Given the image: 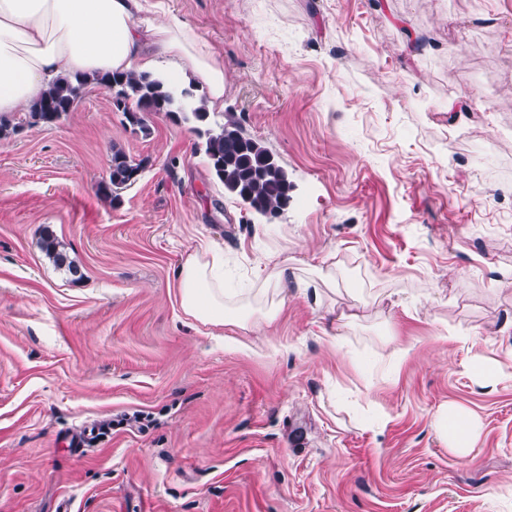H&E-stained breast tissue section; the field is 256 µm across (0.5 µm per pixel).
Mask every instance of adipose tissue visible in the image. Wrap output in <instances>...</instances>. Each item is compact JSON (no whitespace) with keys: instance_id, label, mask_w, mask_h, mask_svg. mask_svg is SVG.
Returning a JSON list of instances; mask_svg holds the SVG:
<instances>
[{"instance_id":"1","label":"adipose tissue","mask_w":512,"mask_h":512,"mask_svg":"<svg viewBox=\"0 0 512 512\" xmlns=\"http://www.w3.org/2000/svg\"><path fill=\"white\" fill-rule=\"evenodd\" d=\"M169 63L206 86L208 107L224 106V65L187 24L153 0H0V114L25 110L56 77L81 72H154ZM264 276L249 297L224 286V257L190 254L177 271L179 305L193 319L231 321L253 333L272 326L293 269L281 251L266 253ZM435 429L449 452L465 456L482 427L466 407L443 404Z\"/></svg>"}]
</instances>
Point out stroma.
<instances>
[{"label": "stroma", "mask_w": 512, "mask_h": 512, "mask_svg": "<svg viewBox=\"0 0 512 512\" xmlns=\"http://www.w3.org/2000/svg\"><path fill=\"white\" fill-rule=\"evenodd\" d=\"M164 3L293 200L248 211L189 125L142 135L97 87L0 139V512H512V0ZM116 147L148 165L114 207ZM207 246L246 289L267 251L308 280L331 254L336 289L203 323L174 276ZM448 400L482 422L469 457ZM40 247L45 256L52 261L57 268H65L72 275L77 274L78 267L74 264V261L69 258L64 244L52 233L47 232L42 236ZM435 429L448 451L458 456L470 454L482 433L477 417L456 403H445L439 408L435 415Z\"/></svg>", "instance_id": "stroma-1"}]
</instances>
